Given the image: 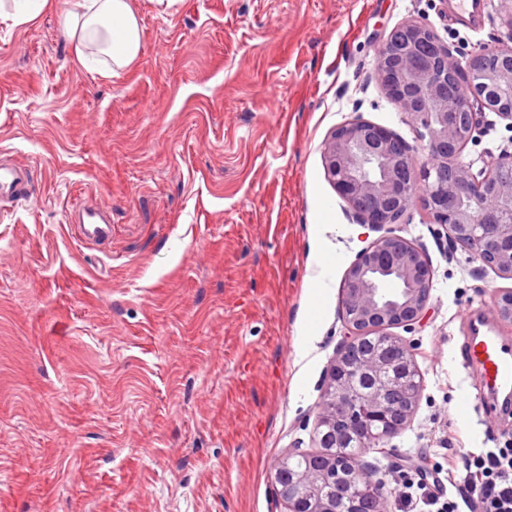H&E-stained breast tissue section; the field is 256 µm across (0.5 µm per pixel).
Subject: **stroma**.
<instances>
[{"instance_id":"1","label":"stroma","mask_w":512,"mask_h":512,"mask_svg":"<svg viewBox=\"0 0 512 512\" xmlns=\"http://www.w3.org/2000/svg\"><path fill=\"white\" fill-rule=\"evenodd\" d=\"M133 7L141 52L111 76L76 62L66 0L0 18V163L27 165L31 186L0 200V512H280L275 464L311 447L344 275L378 236L328 181L324 142L359 115L423 148L376 71L399 24H427L462 66L507 30L493 6L473 32L456 0ZM504 148L512 127L489 111L463 159ZM80 200L106 212L110 243L76 238ZM392 230L435 270L405 336L424 389L397 464L445 462L452 427L461 452L502 447L512 418L488 421L459 351L499 278L420 201Z\"/></svg>"}]
</instances>
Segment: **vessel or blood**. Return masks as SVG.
<instances>
[{
  "label": "vessel or blood",
  "mask_w": 512,
  "mask_h": 512,
  "mask_svg": "<svg viewBox=\"0 0 512 512\" xmlns=\"http://www.w3.org/2000/svg\"><path fill=\"white\" fill-rule=\"evenodd\" d=\"M28 170L21 164H0V195L21 198L28 192ZM79 240L97 243L108 240L112 234L109 224L101 218L100 211L91 204L73 210L68 215ZM463 360L478 368L484 386L490 395L485 410L487 414L512 408V343L497 336L485 321H474L471 338L462 354Z\"/></svg>",
  "instance_id": "vessel-or-blood-1"
}]
</instances>
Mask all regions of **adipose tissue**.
<instances>
[{"instance_id": "obj_1", "label": "adipose tissue", "mask_w": 512, "mask_h": 512, "mask_svg": "<svg viewBox=\"0 0 512 512\" xmlns=\"http://www.w3.org/2000/svg\"><path fill=\"white\" fill-rule=\"evenodd\" d=\"M61 26L83 66L92 47L116 70L128 67L141 49V28L131 0H67Z\"/></svg>"}]
</instances>
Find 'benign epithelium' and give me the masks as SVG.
I'll use <instances>...</instances> for the list:
<instances>
[{
	"mask_svg": "<svg viewBox=\"0 0 512 512\" xmlns=\"http://www.w3.org/2000/svg\"><path fill=\"white\" fill-rule=\"evenodd\" d=\"M376 69L387 94L424 129L426 159L387 128L356 116L324 144L326 177L346 200L352 220L377 230L400 221L415 188L448 241L469 250L483 270L512 281V151L463 160L485 111L512 126V45L480 50L462 75L438 34L410 20L379 49ZM434 270L421 246L391 231L364 247L346 271L340 318L344 337L326 370L315 449L291 448L272 482L282 512H343L368 495L367 512H387L393 489L382 470L345 459L352 440L385 458L411 423L424 387L413 345L393 330H412L428 313ZM396 287L386 290L384 284ZM497 315L512 324V287L495 288Z\"/></svg>",
	"mask_w": 512,
	"mask_h": 512,
	"instance_id": "7a95c632",
	"label": "benign epithelium"
}]
</instances>
